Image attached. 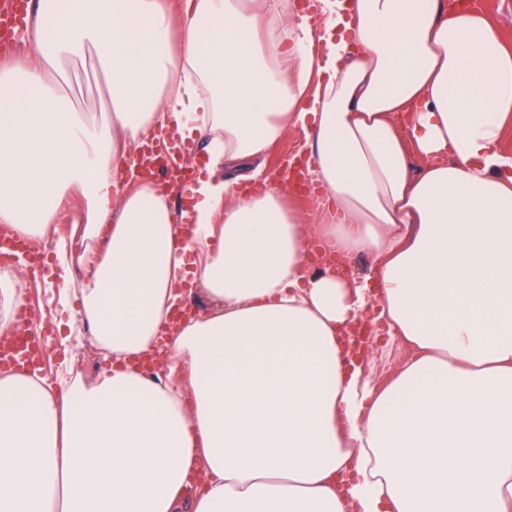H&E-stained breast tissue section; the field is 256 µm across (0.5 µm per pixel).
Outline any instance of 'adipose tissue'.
Returning a JSON list of instances; mask_svg holds the SVG:
<instances>
[{
  "label": "adipose tissue",
  "mask_w": 512,
  "mask_h": 512,
  "mask_svg": "<svg viewBox=\"0 0 512 512\" xmlns=\"http://www.w3.org/2000/svg\"><path fill=\"white\" fill-rule=\"evenodd\" d=\"M20 42L0 223L56 241L81 199L105 366L59 394L0 374V512H512V47L486 13L33 0ZM87 64L84 109L61 78ZM172 130L210 138L181 215L128 173ZM287 136L321 189L304 211L258 163ZM190 284L213 308L172 325ZM25 302L0 271L1 338Z\"/></svg>",
  "instance_id": "ef3b65f1"
}]
</instances>
